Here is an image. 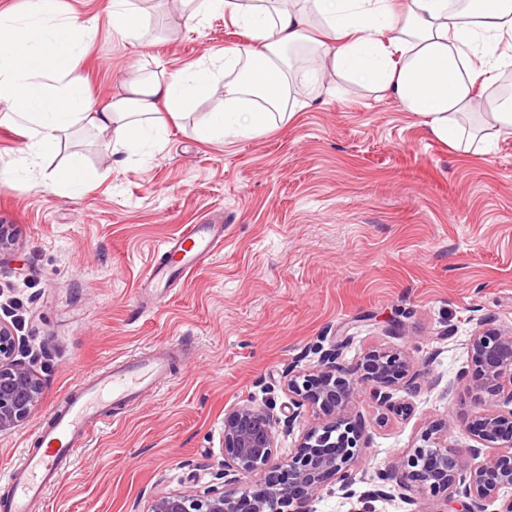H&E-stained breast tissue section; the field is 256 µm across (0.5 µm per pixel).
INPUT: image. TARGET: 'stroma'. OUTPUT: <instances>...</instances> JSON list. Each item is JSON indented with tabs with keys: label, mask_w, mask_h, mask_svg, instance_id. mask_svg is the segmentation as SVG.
<instances>
[{
	"label": "stroma",
	"mask_w": 512,
	"mask_h": 512,
	"mask_svg": "<svg viewBox=\"0 0 512 512\" xmlns=\"http://www.w3.org/2000/svg\"><path fill=\"white\" fill-rule=\"evenodd\" d=\"M139 5L135 40L112 32L108 0H56L95 23L73 76L96 102L131 71L170 75L248 42L223 11L190 22L174 0ZM298 98L303 108L263 133L203 141L197 128L224 107L216 93L148 157L75 129L44 168L82 155L100 177L78 194L13 177L26 138L0 104V224L16 231L0 254V320L44 383L32 416L0 433V471L20 463L78 377L184 344L170 376L107 419L36 512H145L164 493L223 487L225 410L270 405L285 417L287 371L315 370L334 345L349 368L372 349L407 352L418 377L394 407L356 401L367 476L349 499L327 478L312 512H357L376 470L429 426L474 446L478 385L455 380L481 322L512 329V136L463 152L386 94L342 84L329 95L302 80ZM217 210L223 244L150 299L142 282L163 243ZM433 374L454 382L450 396Z\"/></svg>",
	"instance_id": "1"
}]
</instances>
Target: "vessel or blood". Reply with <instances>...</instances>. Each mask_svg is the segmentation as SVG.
Segmentation results:
<instances>
[{"label":"vessel or blood","instance_id":"b4317fda","mask_svg":"<svg viewBox=\"0 0 512 512\" xmlns=\"http://www.w3.org/2000/svg\"><path fill=\"white\" fill-rule=\"evenodd\" d=\"M223 239V225L187 226L164 243V260L149 269L147 286L155 294H163L177 276L209 258ZM177 356L175 344L160 345L97 367L78 380L55 404L49 419L39 424L38 447L29 449L18 465L0 474V481L10 489L0 502V512H35L46 490L69 471L79 449L102 427L107 411L137 404L144 392L157 389Z\"/></svg>","mask_w":512,"mask_h":512}]
</instances>
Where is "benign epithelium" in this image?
Returning a JSON list of instances; mask_svg holds the SVG:
<instances>
[{
	"mask_svg": "<svg viewBox=\"0 0 512 512\" xmlns=\"http://www.w3.org/2000/svg\"><path fill=\"white\" fill-rule=\"evenodd\" d=\"M470 375L480 381L479 418L471 429L473 448L448 444V427L430 426L402 460L378 471L382 484L370 498L391 497L387 485L403 491L401 498L414 503L406 492L415 490L449 501L464 498L461 512H483V503L512 491V330L478 329L467 343ZM339 350L320 357L318 368L293 375L288 370L292 401L281 420L272 408L239 404L224 412V483L264 476V482L233 491L210 489L202 495L169 492L152 500L147 512H310L309 499L322 489L326 476H336L338 491L346 498L356 481V462L365 447L364 430L353 406L369 393L377 403L393 406L397 390L412 388L410 357L404 352L366 353L354 369L338 365ZM38 376L15 358L11 326L0 322V432L13 429L34 413L42 396ZM316 422L302 435L288 456L277 454L276 425L294 426L303 409Z\"/></svg>",
	"mask_w": 512,
	"mask_h": 512,
	"instance_id": "7a95c632",
	"label": "benign epithelium"
}]
</instances>
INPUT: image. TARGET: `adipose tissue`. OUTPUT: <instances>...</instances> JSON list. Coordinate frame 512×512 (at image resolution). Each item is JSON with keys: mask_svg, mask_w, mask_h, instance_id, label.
<instances>
[{"mask_svg": "<svg viewBox=\"0 0 512 512\" xmlns=\"http://www.w3.org/2000/svg\"><path fill=\"white\" fill-rule=\"evenodd\" d=\"M190 18L224 11L250 37L248 46L170 77L130 74L120 93L97 105L71 74L95 26L60 13L54 0H31L21 13L0 10V103L7 105L27 138L22 171L37 178L42 160L75 127L139 153L161 146L166 117L191 116L216 90L224 109L198 127L200 139L268 129L273 111L295 106L296 75L288 49L304 45L310 28L317 41L314 68L304 78L319 83L323 68L344 81L389 94L422 116L431 134L461 147L460 115L479 112L474 138L512 136V97L487 98L477 108L478 88L494 85L512 55L491 45L512 41V0H178Z\"/></svg>", "mask_w": 512, "mask_h": 512, "instance_id": "adipose-tissue-1", "label": "adipose tissue"}]
</instances>
